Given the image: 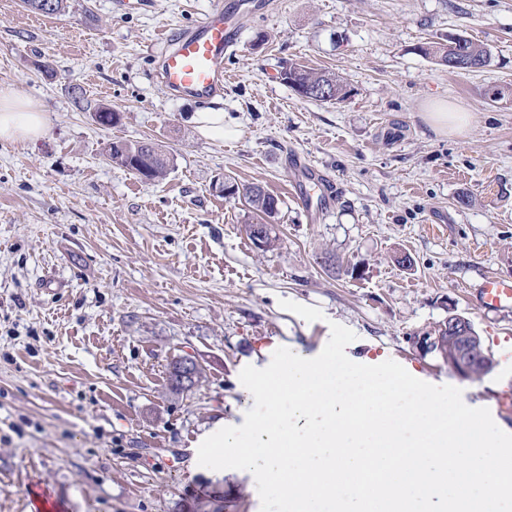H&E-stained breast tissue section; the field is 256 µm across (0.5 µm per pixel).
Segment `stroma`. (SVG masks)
Returning a JSON list of instances; mask_svg holds the SVG:
<instances>
[{
	"label": "stroma",
	"instance_id": "35a3bbf8",
	"mask_svg": "<svg viewBox=\"0 0 512 512\" xmlns=\"http://www.w3.org/2000/svg\"><path fill=\"white\" fill-rule=\"evenodd\" d=\"M213 2L67 0L46 16L0 0V86L50 123L36 142L0 140V512H34L44 491L61 512H260L250 472H190L196 442L243 424V367L281 346L316 357L334 322L360 355L460 388L512 433V311L478 305L486 277L512 280V0H273L226 61L221 140L190 122L206 102L155 77L162 39ZM458 34L491 65L452 73L419 51ZM291 62L340 76L347 96L300 97L280 76ZM437 100L468 114L463 132L434 130ZM99 105L119 122L96 126ZM115 140L160 144L166 177L112 165ZM295 153L333 183L319 215L290 195ZM228 178L278 196L271 247L248 238ZM452 310L490 372L459 378L416 347ZM185 356L204 377L176 396Z\"/></svg>",
	"mask_w": 512,
	"mask_h": 512
}]
</instances>
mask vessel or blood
<instances>
[{"label":"vessel or blood","mask_w":512,"mask_h":512,"mask_svg":"<svg viewBox=\"0 0 512 512\" xmlns=\"http://www.w3.org/2000/svg\"><path fill=\"white\" fill-rule=\"evenodd\" d=\"M256 7L254 0H216L190 27L169 40L157 67V79L173 97L207 100L223 94L228 78L226 59L240 42L242 17ZM297 197L303 206L313 203V191L325 189L328 180L316 166L297 160ZM483 307H512V281L484 279L479 290Z\"/></svg>","instance_id":"obj_1"}]
</instances>
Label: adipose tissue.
Listing matches in <instances>:
<instances>
[{
  "label": "adipose tissue",
  "mask_w": 512,
  "mask_h": 512,
  "mask_svg": "<svg viewBox=\"0 0 512 512\" xmlns=\"http://www.w3.org/2000/svg\"><path fill=\"white\" fill-rule=\"evenodd\" d=\"M49 131L46 114L37 102L11 87H0V139L34 142Z\"/></svg>",
  "instance_id": "obj_1"
}]
</instances>
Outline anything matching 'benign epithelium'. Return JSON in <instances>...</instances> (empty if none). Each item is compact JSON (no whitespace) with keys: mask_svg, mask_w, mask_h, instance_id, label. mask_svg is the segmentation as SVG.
Instances as JSON below:
<instances>
[{"mask_svg":"<svg viewBox=\"0 0 512 512\" xmlns=\"http://www.w3.org/2000/svg\"><path fill=\"white\" fill-rule=\"evenodd\" d=\"M441 330L447 332L448 337L421 336L417 345L426 353L438 354L459 377L471 379L493 366L491 358L478 350V336L471 321L456 313L454 308H448V320ZM200 368L201 364L192 357L180 359L175 369L177 384L184 389L193 387Z\"/></svg>","mask_w":512,"mask_h":512,"instance_id":"7a95c632","label":"benign epithelium"}]
</instances>
